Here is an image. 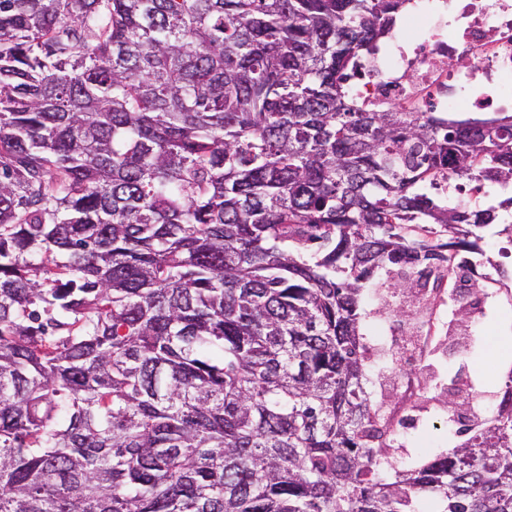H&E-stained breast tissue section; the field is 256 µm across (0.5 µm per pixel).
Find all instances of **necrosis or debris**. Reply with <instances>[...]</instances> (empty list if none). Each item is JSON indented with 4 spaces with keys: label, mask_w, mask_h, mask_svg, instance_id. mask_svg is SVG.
<instances>
[{
    "label": "necrosis or debris",
    "mask_w": 512,
    "mask_h": 512,
    "mask_svg": "<svg viewBox=\"0 0 512 512\" xmlns=\"http://www.w3.org/2000/svg\"><path fill=\"white\" fill-rule=\"evenodd\" d=\"M416 41L392 37L353 88L407 112H512V0H412Z\"/></svg>",
    "instance_id": "1"
}]
</instances>
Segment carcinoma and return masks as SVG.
<instances>
[{"label":"carcinoma","instance_id":"1","mask_svg":"<svg viewBox=\"0 0 512 512\" xmlns=\"http://www.w3.org/2000/svg\"><path fill=\"white\" fill-rule=\"evenodd\" d=\"M410 0H0V512H512V372L388 452L364 289L475 274L509 122L364 109ZM512 264L471 281L489 295ZM442 407H433L425 413L418 425L409 429V422L404 418L403 424L397 426L394 448L390 453L399 466H417L430 456L441 451H448V447L460 440L455 437L448 443V413ZM399 434L404 436V447H397L403 442Z\"/></svg>","mask_w":512,"mask_h":512}]
</instances>
